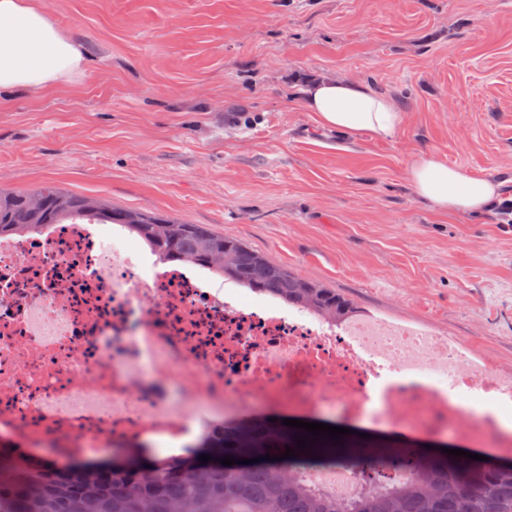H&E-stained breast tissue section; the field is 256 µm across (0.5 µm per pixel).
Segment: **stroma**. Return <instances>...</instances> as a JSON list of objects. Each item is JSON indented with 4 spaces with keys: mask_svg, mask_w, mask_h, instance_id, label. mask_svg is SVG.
<instances>
[{
    "mask_svg": "<svg viewBox=\"0 0 512 512\" xmlns=\"http://www.w3.org/2000/svg\"><path fill=\"white\" fill-rule=\"evenodd\" d=\"M87 51L71 83L0 92V189L49 182L207 224L368 316L512 366V224L440 214L431 152L512 196V0H44ZM309 78L360 81L393 135L322 127Z\"/></svg>",
    "mask_w": 512,
    "mask_h": 512,
    "instance_id": "stroma-1",
    "label": "stroma"
}]
</instances>
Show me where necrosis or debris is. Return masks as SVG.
Wrapping results in <instances>:
<instances>
[{"label":"necrosis or debris","instance_id":"obj_1","mask_svg":"<svg viewBox=\"0 0 512 512\" xmlns=\"http://www.w3.org/2000/svg\"><path fill=\"white\" fill-rule=\"evenodd\" d=\"M100 225L0 235V443L45 462L108 444L179 441L194 410L253 405L331 413L380 431L452 437L512 456V368L492 369L448 337L384 319L334 322L268 294L244 301L198 263L140 245L104 247ZM310 481L352 498L350 463Z\"/></svg>","mask_w":512,"mask_h":512}]
</instances>
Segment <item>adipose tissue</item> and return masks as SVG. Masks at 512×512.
Masks as SVG:
<instances>
[{
    "label": "adipose tissue",
    "instance_id": "ef3b65f1",
    "mask_svg": "<svg viewBox=\"0 0 512 512\" xmlns=\"http://www.w3.org/2000/svg\"><path fill=\"white\" fill-rule=\"evenodd\" d=\"M86 59L84 46L61 32L43 0H0V90L38 94L67 84L83 73ZM301 94L305 108L333 129L388 136L404 123L394 101L366 84L312 80ZM407 175L416 195L442 212H478L499 197L497 184L433 153L415 156Z\"/></svg>",
    "mask_w": 512,
    "mask_h": 512
}]
</instances>
